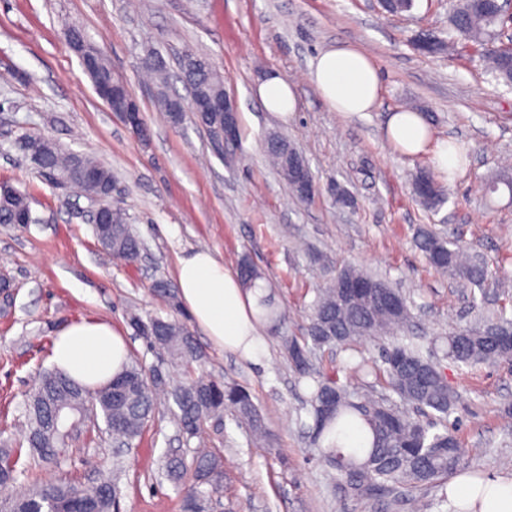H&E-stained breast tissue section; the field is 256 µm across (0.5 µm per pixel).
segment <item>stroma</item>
I'll return each instance as SVG.
<instances>
[{"label": "stroma", "mask_w": 512, "mask_h": 512, "mask_svg": "<svg viewBox=\"0 0 512 512\" xmlns=\"http://www.w3.org/2000/svg\"><path fill=\"white\" fill-rule=\"evenodd\" d=\"M454 0H414L392 15L379 0H0V182L29 195L36 223L0 225V276L13 296L0 314V444H16L26 405L51 369L56 332L83 319L111 322L127 339L129 358L146 371L184 380L128 323L170 316L153 285L176 287L177 258L211 250L228 267L249 256L265 288L290 318L281 333L263 328L256 359L221 350L201 329L194 374L245 386L269 430L255 447L234 415L204 422L185 439L170 408L156 411L131 447L115 448L97 422L76 438L58 463L30 465L0 501L48 481L95 484L110 477L118 512H181V491L164 475L166 456L193 461L198 447L222 449L224 488L211 512H411L405 490L358 497L347 492L320 456L309 427L312 381L298 380L282 336H302L316 288L328 277L310 249L332 267L351 265L386 278L406 297L417 335H447L477 325L498 310L512 312V193L485 195L481 186L512 160V88L496 84L477 54L424 55L414 39L447 37ZM81 29L117 78L126 81L149 127L135 137L96 94L65 34ZM350 45L365 52L380 75L372 111L331 110L309 80L320 51ZM157 52L177 71L185 52L208 55L237 106L240 137L219 151L192 121L172 127L157 90L141 77ZM279 74L296 90L294 112L264 109L257 84ZM418 106L433 140L458 141L467 153L459 174L444 181L446 203L427 211L412 178L432 166L431 151L402 155L385 133L390 115ZM288 136L315 177L317 191L300 200L273 168L264 143ZM39 134L62 148L103 162L114 176L112 196L144 248L138 262L105 259L86 213L90 199L42 180L19 140ZM429 226L482 258V285L459 282L427 266L416 246ZM388 339L323 348L315 367L346 369L378 360ZM458 398L453 417L464 450L460 473L512 477V371L441 362Z\"/></svg>", "instance_id": "35a3bbf8"}]
</instances>
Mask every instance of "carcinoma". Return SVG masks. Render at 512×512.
<instances>
[{
  "label": "carcinoma",
  "mask_w": 512,
  "mask_h": 512,
  "mask_svg": "<svg viewBox=\"0 0 512 512\" xmlns=\"http://www.w3.org/2000/svg\"><path fill=\"white\" fill-rule=\"evenodd\" d=\"M501 16L492 8L479 9L474 0H457L450 15V29L456 37L438 41L440 53L462 41L486 60L487 73L506 86H512V69L503 65L495 47ZM146 74L157 86L158 102L169 120L175 97L167 91V68L152 62L146 64ZM185 82L194 95L224 94V79L209 75L202 67L185 74ZM40 161L37 166L44 180L68 177L73 155L55 145L44 148L42 140H34ZM266 152L283 177L299 152L280 134L266 141ZM430 183V192L416 193L428 210H436L447 201L443 187L434 174L426 169L416 172L414 185ZM24 214L35 222L29 196L9 184L0 185V224L15 225L16 217ZM95 237L106 242L104 252L125 263L135 262L141 242L126 223L123 209L112 203L111 224L94 228ZM418 249L427 263L449 277L477 284L485 279L487 270L477 255L464 249L432 228L420 229L416 238ZM240 278L247 289L259 287L263 273L248 256L238 263ZM365 282L377 290L395 296L400 305L396 310L383 306L344 304L339 300L336 282ZM258 317L279 326L285 321L275 300L262 294L258 298ZM412 312L401 292L386 280L357 267H344L332 273L325 286L316 290L311 305L307 333L304 336H283L282 345L298 378L315 377L310 398V414L316 439L327 441L321 453L336 476L345 480L355 496L371 495L389 486L410 488L438 487L440 499L448 503L445 483L448 474L461 462L463 449L448 418L456 404V393L440 364L421 352L408 326ZM136 334L151 346L160 349L174 363L191 371L200 358L199 348L187 325L176 319L151 317L143 319L136 313L129 317ZM512 332V318L502 311L499 316L484 321L479 327H459L441 340H432V355L456 364L476 367L485 364L512 366V347L493 350L488 345L489 334ZM391 335V345L383 349L382 365L362 361L349 368V381L342 382L337 374H315L311 351L323 346L345 347L363 338ZM369 375L384 379L387 388L397 398L368 393L365 378ZM121 389L101 388L64 390L69 379L48 372L32 391L27 404L28 428L15 447L0 448V482L15 481L36 457L52 462L68 450L71 437L57 428L54 414L64 408L78 419L93 409L102 413L106 431L128 443L139 437L158 401L171 399L177 407L175 417L186 439L199 435L204 421L223 416L225 410L235 413L248 426L256 440L268 438L263 418L250 392L239 384H226L204 378H191L172 388L168 380L155 382L137 363L128 364L116 377ZM166 478L183 493L184 512H208L211 495L223 488L224 459L219 448H207L197 455L195 481L186 484L187 464L179 456H169L164 463ZM117 492L109 481L79 489L65 482H49L35 491L12 499L10 512H114Z\"/></svg>",
  "instance_id": "carcinoma-1"
}]
</instances>
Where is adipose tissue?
Listing matches in <instances>:
<instances>
[{"instance_id":"1","label":"adipose tissue","mask_w":512,"mask_h":512,"mask_svg":"<svg viewBox=\"0 0 512 512\" xmlns=\"http://www.w3.org/2000/svg\"><path fill=\"white\" fill-rule=\"evenodd\" d=\"M311 82L337 112H368L379 94L378 71L371 59L353 47L319 53L311 63ZM388 139L406 155L432 150L436 169L455 177L462 167L460 153L447 141L432 142L422 113L403 110L387 122ZM179 297L196 325L216 347L252 357L258 347L255 291L243 288L231 271L207 250L179 256L176 268ZM128 361L124 337L105 321H78L63 327L53 343L55 368L89 388L109 382ZM448 497L459 512H512V478L475 480L456 477Z\"/></svg>"}]
</instances>
